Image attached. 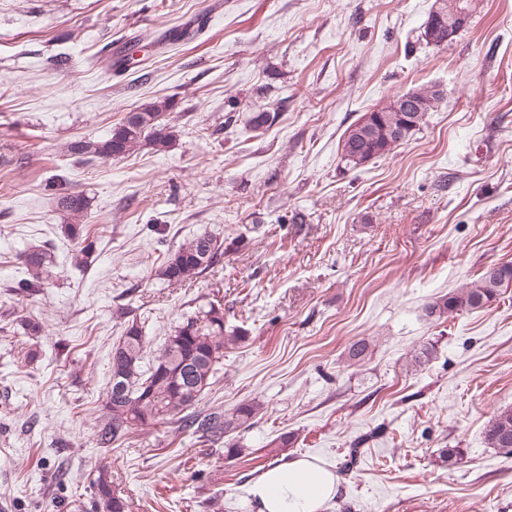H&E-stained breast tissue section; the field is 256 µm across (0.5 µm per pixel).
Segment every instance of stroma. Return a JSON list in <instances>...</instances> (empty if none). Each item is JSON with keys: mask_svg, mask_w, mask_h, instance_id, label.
Returning <instances> with one entry per match:
<instances>
[{"mask_svg": "<svg viewBox=\"0 0 512 512\" xmlns=\"http://www.w3.org/2000/svg\"><path fill=\"white\" fill-rule=\"evenodd\" d=\"M477 2L435 46L434 0H0V512H80L102 462L129 512H253L247 487L271 464L339 470L353 445L324 512H512V456L485 440L512 409V287L444 321L424 312L512 262V0ZM416 87L442 90L438 110L352 168L346 129ZM164 98L169 151L67 154ZM262 110L277 119L253 130ZM59 180L89 201L85 266ZM204 231L229 242L221 263L168 285L167 253ZM31 247L52 260L37 296L14 290ZM210 300L246 339L198 407L259 404L232 435L241 454L173 424L96 447L128 321L157 348ZM443 448L461 449L455 466Z\"/></svg>", "mask_w": 512, "mask_h": 512, "instance_id": "1", "label": "stroma"}]
</instances>
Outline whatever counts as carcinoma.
<instances>
[{
  "label": "carcinoma",
  "mask_w": 512,
  "mask_h": 512,
  "mask_svg": "<svg viewBox=\"0 0 512 512\" xmlns=\"http://www.w3.org/2000/svg\"><path fill=\"white\" fill-rule=\"evenodd\" d=\"M444 13L438 18L430 43H448V21L466 14L471 17L476 0H445ZM415 102V111L398 112V98L361 118L345 132L342 142L344 159L355 167L388 155L420 129L427 113L438 109L443 94L436 89L414 88L405 92ZM170 99L148 102L129 112L104 139L79 140L68 152L91 158L124 157L142 143L162 152L173 147L176 135L160 121L163 112L173 108ZM58 207L74 222L63 225L65 237L76 246L78 254L88 257L95 249L86 225L80 223L88 209V200L52 182ZM224 257V241L202 233L170 252L160 275L171 285L197 279L219 264ZM29 279L22 288L31 295L39 293L51 276L50 256L43 249H27L22 254ZM512 286V262L489 266L472 283L444 294L425 306L426 316L440 320L464 310H477L493 302L500 292ZM243 339L237 331L224 335V312L213 302L198 307L165 338L150 360H145L146 327L136 320L127 325L123 336L112 346L110 380L106 391L104 414L95 429V441L101 448L121 443L138 429L175 424L203 441L230 439L256 414L252 402L238 405L231 412L198 411L196 405L211 388L218 366L224 360V345ZM485 437L490 447L512 455V409L496 413L488 422ZM92 482L89 512H127L128 503L112 487V474L104 466L97 468Z\"/></svg>",
  "instance_id": "cac0c4a2"
}]
</instances>
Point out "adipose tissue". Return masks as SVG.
<instances>
[{"instance_id":"obj_1","label":"adipose tissue","mask_w":512,"mask_h":512,"mask_svg":"<svg viewBox=\"0 0 512 512\" xmlns=\"http://www.w3.org/2000/svg\"><path fill=\"white\" fill-rule=\"evenodd\" d=\"M337 476L312 458H294L265 470L247 489L256 512H323Z\"/></svg>"}]
</instances>
